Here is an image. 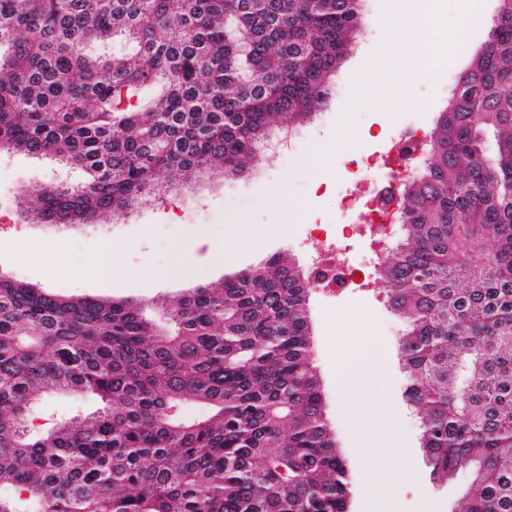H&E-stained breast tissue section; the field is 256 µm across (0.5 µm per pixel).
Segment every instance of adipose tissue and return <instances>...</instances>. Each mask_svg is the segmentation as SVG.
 Wrapping results in <instances>:
<instances>
[{"label": "adipose tissue", "mask_w": 512, "mask_h": 512, "mask_svg": "<svg viewBox=\"0 0 512 512\" xmlns=\"http://www.w3.org/2000/svg\"><path fill=\"white\" fill-rule=\"evenodd\" d=\"M464 8L452 18H444L431 10L432 0H391L380 24L387 38L377 48L370 78L377 92L380 111L392 108L384 78L394 70L403 68L414 72H427L430 62L454 57L465 43L469 26L484 22L485 16L477 7V0H462ZM386 353L374 333H366L347 349L341 365L340 380L347 392L360 390V379L369 369H380ZM348 418L356 429L361 447L372 455L382 471H390L399 452L395 432H388L386 440H379L378 432L365 424L366 417L382 415L380 405H368L353 400L347 404Z\"/></svg>", "instance_id": "1"}]
</instances>
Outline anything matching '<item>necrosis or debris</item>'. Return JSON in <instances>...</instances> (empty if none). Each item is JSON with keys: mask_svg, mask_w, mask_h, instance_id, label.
I'll return each instance as SVG.
<instances>
[{"mask_svg": "<svg viewBox=\"0 0 512 512\" xmlns=\"http://www.w3.org/2000/svg\"><path fill=\"white\" fill-rule=\"evenodd\" d=\"M426 138L424 130L406 129L398 138L392 154L384 159L365 158L366 171L385 169L386 174L377 188L359 196L346 195L342 207L352 215L353 223L340 225L337 232L325 234L318 248L310 254L316 285L325 289L356 287L358 281H369L371 270L383 260L392 246V231L400 224L399 198L406 173L417 167ZM368 231L370 259L357 264L344 258L339 244L359 231Z\"/></svg>", "mask_w": 512, "mask_h": 512, "instance_id": "necrosis-or-debris-1", "label": "necrosis or debris"}]
</instances>
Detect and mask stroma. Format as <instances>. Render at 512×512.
<instances>
[{
    "instance_id": "1",
    "label": "stroma",
    "mask_w": 512,
    "mask_h": 512,
    "mask_svg": "<svg viewBox=\"0 0 512 512\" xmlns=\"http://www.w3.org/2000/svg\"><path fill=\"white\" fill-rule=\"evenodd\" d=\"M387 2L363 0L355 50L339 69L316 120L302 127L300 146L277 163L249 165L234 180L192 185L175 201L137 204L125 215L96 224L51 226L29 222L26 211L43 187L78 185L83 172L27 154L0 155V215L7 218L0 223V272L61 294L149 302L178 297L197 285L222 286L225 278L276 253L307 264L299 243L313 226L347 223L338 200L356 187L351 173L362 157L385 155L405 126L433 128L457 78L484 46L498 10V0H481L486 23L470 28L452 63L418 76L412 101L383 119L375 104L355 111L346 104L354 89L366 83L374 49L386 38L378 18ZM278 214L291 222L274 233L270 226ZM106 241L121 262L119 273H103L98 265ZM311 311L313 356L328 419L354 479L352 512H368L372 499L389 512H453L472 488L471 475L461 471L440 481L425 462L420 418L405 396L407 381L397 355L404 328L400 317L381 307L375 292L366 288L314 289ZM368 329L386 350L387 364L367 376L361 390L367 400L388 407L378 427H390L401 438L397 474L389 479L376 475L373 456L360 454L354 429L341 411L336 381L344 339L360 337ZM98 405L91 395L54 393L31 415L34 426L43 429L55 419L87 414Z\"/></svg>"
}]
</instances>
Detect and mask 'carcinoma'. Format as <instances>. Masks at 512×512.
I'll use <instances>...</instances> for the list:
<instances>
[{
    "mask_svg": "<svg viewBox=\"0 0 512 512\" xmlns=\"http://www.w3.org/2000/svg\"><path fill=\"white\" fill-rule=\"evenodd\" d=\"M358 2L0 0V152L85 174L44 187L30 217L89 224L237 177L326 102ZM114 39L133 52L94 51ZM429 138L378 276L431 474L472 473L456 512H512V0ZM312 290L274 254L153 317L0 274V512H351ZM60 390L103 406L35 431L31 409ZM188 400L207 417L187 418Z\"/></svg>",
    "mask_w": 512,
    "mask_h": 512,
    "instance_id": "carcinoma-1",
    "label": "carcinoma"
}]
</instances>
